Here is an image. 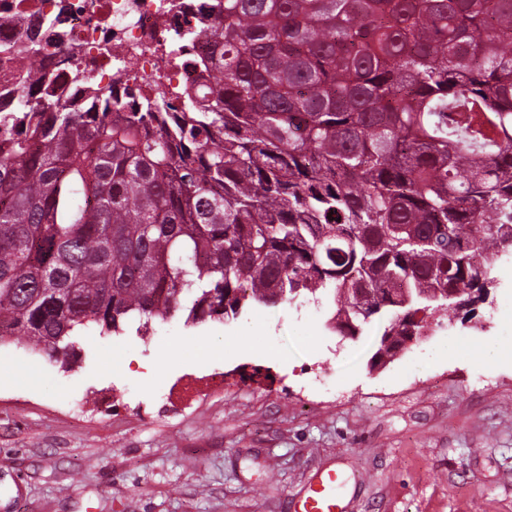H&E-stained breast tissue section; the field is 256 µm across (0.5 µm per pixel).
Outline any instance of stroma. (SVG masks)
<instances>
[{
    "label": "stroma",
    "mask_w": 512,
    "mask_h": 512,
    "mask_svg": "<svg viewBox=\"0 0 512 512\" xmlns=\"http://www.w3.org/2000/svg\"><path fill=\"white\" fill-rule=\"evenodd\" d=\"M486 302L371 369L299 297L94 336L64 372L0 346V512H512V258ZM336 487L335 472L320 473L309 492L295 503L294 512H343Z\"/></svg>",
    "instance_id": "obj_1"
}]
</instances>
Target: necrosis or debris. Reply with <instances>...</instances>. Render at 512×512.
<instances>
[{"label":"necrosis or debris","instance_id":"4bbe7bcc","mask_svg":"<svg viewBox=\"0 0 512 512\" xmlns=\"http://www.w3.org/2000/svg\"><path fill=\"white\" fill-rule=\"evenodd\" d=\"M62 0H8L0 11V45H23L31 14L49 16ZM70 9L65 50L98 56L96 86L123 99L129 87L180 105L198 69L177 70L175 57L191 53L178 30L196 25L204 0H64Z\"/></svg>","mask_w":512,"mask_h":512}]
</instances>
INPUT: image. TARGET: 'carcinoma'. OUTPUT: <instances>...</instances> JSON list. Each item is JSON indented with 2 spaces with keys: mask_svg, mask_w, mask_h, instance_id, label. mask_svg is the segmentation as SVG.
I'll return each instance as SVG.
<instances>
[{
  "mask_svg": "<svg viewBox=\"0 0 512 512\" xmlns=\"http://www.w3.org/2000/svg\"><path fill=\"white\" fill-rule=\"evenodd\" d=\"M187 112L66 101L32 17L0 109V344L331 303L329 329L451 309L512 250V0H209Z\"/></svg>",
  "mask_w": 512,
  "mask_h": 512,
  "instance_id": "carcinoma-1",
  "label": "carcinoma"
}]
</instances>
